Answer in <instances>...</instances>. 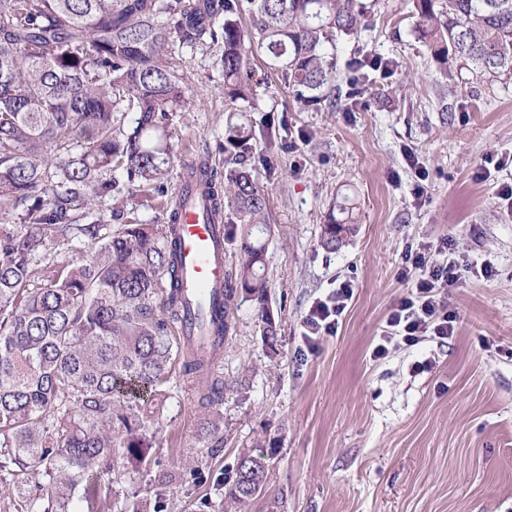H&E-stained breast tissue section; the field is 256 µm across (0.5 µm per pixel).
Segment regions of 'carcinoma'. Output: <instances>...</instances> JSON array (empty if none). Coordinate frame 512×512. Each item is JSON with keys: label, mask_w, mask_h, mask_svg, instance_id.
I'll list each match as a JSON object with an SVG mask.
<instances>
[{"label": "carcinoma", "mask_w": 512, "mask_h": 512, "mask_svg": "<svg viewBox=\"0 0 512 512\" xmlns=\"http://www.w3.org/2000/svg\"><path fill=\"white\" fill-rule=\"evenodd\" d=\"M418 40L437 59L475 78L512 77V0H413ZM361 0H0V471L42 476L30 512H144L142 501L101 482L114 459L146 463L161 387L180 368L198 386L205 428L218 430L224 381L215 364L177 339L183 316L179 245L170 224L84 223L122 173L140 191L166 196L168 113L185 108L175 55L218 51L224 96L251 105L244 76L259 48L305 103L335 89L336 41L358 33ZM252 125L224 130V176L192 167L213 212L245 226L241 263L224 281V323L215 353L232 335L238 298L259 304L261 339L276 355L279 328L265 304L266 203L247 167ZM321 246L352 233L354 207L339 206ZM87 238L82 264L48 265L50 246ZM40 283L33 288L31 283ZM270 457L238 455L224 512H244L266 493Z\"/></svg>", "instance_id": "carcinoma-1"}]
</instances>
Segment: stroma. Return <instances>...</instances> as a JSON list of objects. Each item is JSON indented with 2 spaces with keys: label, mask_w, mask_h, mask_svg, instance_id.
<instances>
[{
  "label": "stroma",
  "mask_w": 512,
  "mask_h": 512,
  "mask_svg": "<svg viewBox=\"0 0 512 512\" xmlns=\"http://www.w3.org/2000/svg\"><path fill=\"white\" fill-rule=\"evenodd\" d=\"M365 3L369 24L336 44L332 105L300 102L258 54L257 106L231 112L215 51L183 54L188 105L168 120V191L194 159L223 170L227 122L253 123L254 156L269 139L286 144L258 173L279 337L270 356L259 308L243 301L219 366L229 390L218 438L205 436L194 391L175 374L150 466L118 459L103 475L163 512H224L232 465L256 446L271 466L248 512H266L270 497L282 512H512V214L498 197L512 185V79L486 85L433 60L412 0ZM365 54L388 69L353 71ZM345 197L359 221L330 253L321 230ZM420 244L464 266L444 288L457 333L374 358L407 292L405 254ZM345 281L353 295L335 334L302 352L303 317Z\"/></svg>",
  "instance_id": "35a3bbf8"
}]
</instances>
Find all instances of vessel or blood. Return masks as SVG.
I'll use <instances>...</instances> for the list:
<instances>
[{
    "instance_id": "b4317fda",
    "label": "vessel or blood",
    "mask_w": 512,
    "mask_h": 512,
    "mask_svg": "<svg viewBox=\"0 0 512 512\" xmlns=\"http://www.w3.org/2000/svg\"><path fill=\"white\" fill-rule=\"evenodd\" d=\"M179 216L175 235L182 256V273L187 285V320L179 335L192 337L198 350L209 351L206 323L224 299V226L210 220L206 204L197 197L188 175H181L177 188Z\"/></svg>"
}]
</instances>
